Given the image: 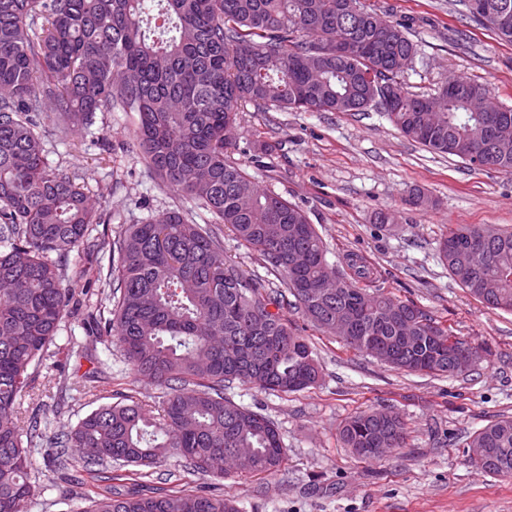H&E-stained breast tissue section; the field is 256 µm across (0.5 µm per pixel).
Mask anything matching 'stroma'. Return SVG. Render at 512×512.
Returning a JSON list of instances; mask_svg holds the SVG:
<instances>
[{"mask_svg":"<svg viewBox=\"0 0 512 512\" xmlns=\"http://www.w3.org/2000/svg\"><path fill=\"white\" fill-rule=\"evenodd\" d=\"M380 16L408 25L420 48L403 79L414 92H433L445 78L465 75L489 83L493 96L512 105V44L497 40L465 15L458 0H365ZM137 115L98 113L87 131L61 139L56 118H43L51 168L75 173L89 192L100 223L91 225L94 254L73 252L65 272L75 304L43 360L31 370L20 400L22 415L39 412L45 436L72 429L100 406L133 397L160 409L164 388L137 379L121 349L98 337L94 326L112 307L107 286L113 244L124 227L179 209L204 219L203 210L165 187L141 160ZM229 149L262 188L302 208L327 246V260L343 265L363 256L376 287L408 300L451 327L482 361L454 377L395 371L315 330L300 310L288 317L313 347L322 368L319 383L288 395L233 383L225 395L268 415L287 450L284 467L261 478H212L189 471L169 456L151 474L113 467L114 490L189 489L224 494L243 512H512V479L477 472L470 435L512 416V313L492 310L461 288L437 256L453 224L512 228V175L474 171L457 157L425 150L391 126L382 113L260 112L244 105ZM423 189L431 205L412 207L405 197ZM392 221L376 224L377 212ZM225 259L266 287L279 274L224 225H215ZM381 404L401 416L406 445L383 460L364 463L343 448L338 431L356 412ZM35 494L28 512H84L92 484L80 467L61 473L44 449L32 452Z\"/></svg>","mask_w":512,"mask_h":512,"instance_id":"35a3bbf8","label":"stroma"}]
</instances>
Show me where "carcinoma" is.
Here are the masks:
<instances>
[{
	"instance_id": "cac0c4a2",
	"label": "carcinoma",
	"mask_w": 512,
	"mask_h": 512,
	"mask_svg": "<svg viewBox=\"0 0 512 512\" xmlns=\"http://www.w3.org/2000/svg\"><path fill=\"white\" fill-rule=\"evenodd\" d=\"M472 22L512 43V0H459ZM418 44L362 0H0V512H28L37 417L20 425L19 400L70 313L62 258L87 245L98 220L91 197L65 169H50L40 117L65 128L117 109L138 115L147 168L210 215L178 209L130 224L114 247L109 286L115 339L141 380L168 389L158 414L141 404L105 405L47 439L60 471L76 448L84 472L155 468L170 455L202 475L256 477L286 459L278 425L224 396L232 382L274 393L315 385L320 366L284 311L287 292L312 325L393 369L454 376L455 353L471 345L450 327L372 281L366 260L329 266L327 248L299 206L261 189L226 152L224 129L250 103L264 112H367L376 108L407 139L468 164L512 175V106L475 116L467 99L489 87L467 76L417 94L401 79ZM226 226L283 276L270 289L224 260L210 225ZM484 228L458 225L439 242L440 261L486 307L512 312V230L484 247ZM339 437L360 461L406 447L405 424L388 405L363 410ZM488 449L479 472L512 478V416L471 436ZM84 512H242L234 499L184 490L112 495Z\"/></svg>"
}]
</instances>
